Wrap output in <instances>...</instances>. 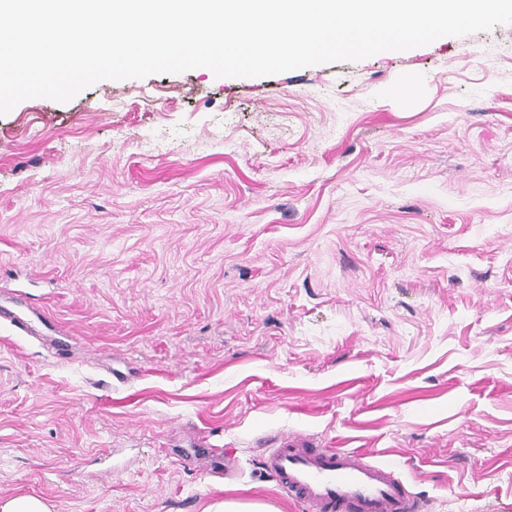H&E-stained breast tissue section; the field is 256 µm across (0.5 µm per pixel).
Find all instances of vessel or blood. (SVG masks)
Listing matches in <instances>:
<instances>
[{
  "instance_id": "vessel-or-blood-1",
  "label": "vessel or blood",
  "mask_w": 512,
  "mask_h": 512,
  "mask_svg": "<svg viewBox=\"0 0 512 512\" xmlns=\"http://www.w3.org/2000/svg\"><path fill=\"white\" fill-rule=\"evenodd\" d=\"M0 318L29 335L43 337L54 354H66L70 337L50 334V322L21 311L14 297L0 300ZM263 465L281 490L305 512H421L386 461H370L347 448L315 449L310 436L280 433L265 440Z\"/></svg>"
}]
</instances>
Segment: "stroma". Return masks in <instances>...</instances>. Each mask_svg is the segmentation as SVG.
I'll return each mask as SVG.
<instances>
[{
	"label": "stroma",
	"instance_id": "obj_1",
	"mask_svg": "<svg viewBox=\"0 0 512 512\" xmlns=\"http://www.w3.org/2000/svg\"><path fill=\"white\" fill-rule=\"evenodd\" d=\"M11 289L75 344L0 322V504L302 512L262 464L293 432L386 452L423 512H512V25L20 102ZM0 509L2 512H51L50 506L43 499L31 494L14 496ZM279 511L259 502H241L238 500H224L210 504L204 512H271Z\"/></svg>",
	"mask_w": 512,
	"mask_h": 512
}]
</instances>
